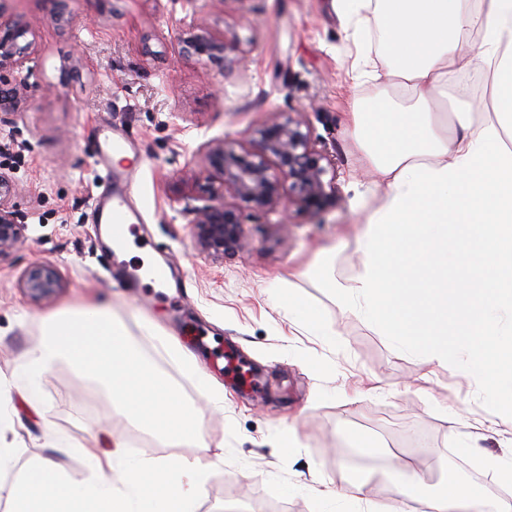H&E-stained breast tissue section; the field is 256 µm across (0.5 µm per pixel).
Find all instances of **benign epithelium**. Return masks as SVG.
I'll return each instance as SVG.
<instances>
[{
  "label": "benign epithelium",
  "instance_id": "benign-epithelium-1",
  "mask_svg": "<svg viewBox=\"0 0 512 512\" xmlns=\"http://www.w3.org/2000/svg\"><path fill=\"white\" fill-rule=\"evenodd\" d=\"M30 34L26 20L0 14V123L19 110L21 94L29 85L28 63L36 52L35 40L27 39ZM182 43L187 54L216 59L226 53L230 40L195 14ZM305 126L300 112L262 125L235 147L222 140L199 147L205 175L183 199H191L196 191L208 196L207 204L191 209V233L200 254L222 261L243 249L240 202L256 211H278L286 218L292 205L317 212L336 201L334 163ZM12 195L13 186L0 176V254L12 249L27 230L11 203ZM24 287L35 300L52 296L59 287L55 268L48 264L33 268Z\"/></svg>",
  "mask_w": 512,
  "mask_h": 512
}]
</instances>
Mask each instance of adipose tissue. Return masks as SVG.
<instances>
[{
  "label": "adipose tissue",
  "instance_id": "ef3b65f1",
  "mask_svg": "<svg viewBox=\"0 0 512 512\" xmlns=\"http://www.w3.org/2000/svg\"><path fill=\"white\" fill-rule=\"evenodd\" d=\"M337 13L364 29L376 22L384 65L378 85L402 87L373 120L353 115L354 136L381 176V200L356 238L359 270L337 280L328 257L308 275L344 310L427 363L460 357L482 367L481 388L512 412V0H335ZM488 74L492 114L446 115L442 102L458 70V50ZM273 298L320 336L331 330L320 307L294 288ZM68 361L107 388L113 407L134 428L164 445L199 440L202 419L162 369L131 340L126 325L103 307L88 306L43 322V337L25 353L20 376L0 377V512H198L217 462L183 456L127 459L115 450L72 476L50 456L16 465L6 442L12 393L38 415L49 411L41 377ZM347 482L368 512H405L406 501L433 512H512V500L488 505L484 491L452 472L429 485L414 469L397 471L392 498L372 496L368 470H347Z\"/></svg>",
  "mask_w": 512,
  "mask_h": 512
}]
</instances>
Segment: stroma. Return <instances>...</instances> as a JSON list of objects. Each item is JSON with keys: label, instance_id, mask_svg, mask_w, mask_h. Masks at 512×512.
<instances>
[{"label": "stroma", "instance_id": "35a3bbf8", "mask_svg": "<svg viewBox=\"0 0 512 512\" xmlns=\"http://www.w3.org/2000/svg\"><path fill=\"white\" fill-rule=\"evenodd\" d=\"M198 5L215 29L239 41L242 64L183 54L191 13L184 0H66L60 23L49 0H0L1 14L33 24L38 46L34 84L12 124L0 125V175L28 224L24 238L0 256V376L15 375L45 318L90 304L126 321L141 351L193 399L192 373L168 353L173 343L188 350L224 394L223 406L202 407L204 447L173 450L224 460L199 512H224L228 499L317 512L315 492L326 487L336 491V512H350L336 454L343 429L382 446L402 442L394 461L429 470L434 484L457 463L475 471L480 457L511 455L512 416L479 390L477 364L424 363L340 309L304 275L324 251L338 279L358 271L354 239L377 192L349 114L389 98L352 80L359 48L333 0ZM300 109L313 140L335 158V205L320 212L291 207L285 226L277 215L242 207L245 250L221 262L199 255L192 216L179 202L202 167L199 144L241 140ZM106 127L131 139L112 172L131 179L132 201L145 218L130 228L127 260L103 247L91 222ZM164 257L173 264L168 281L128 280L142 262ZM43 264L56 268L60 286L37 301L23 281ZM287 278L322 308L333 335H311L279 312L272 288ZM41 386L47 418L14 402L7 441L20 448L21 460L49 451L51 426L102 459L117 441L132 455L173 452L148 436L135 446L107 393L68 362L46 373ZM287 425L297 446L285 454L277 437ZM49 452L70 474L85 464L78 452Z\"/></svg>", "mask_w": 512, "mask_h": 512}]
</instances>
